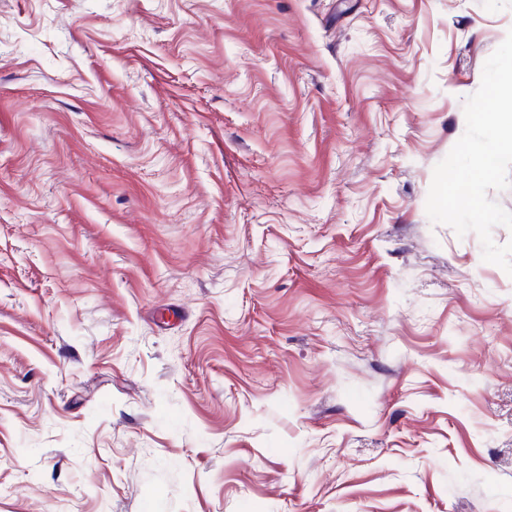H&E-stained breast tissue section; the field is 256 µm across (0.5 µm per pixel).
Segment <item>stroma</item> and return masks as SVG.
<instances>
[{"label":"stroma","mask_w":512,"mask_h":512,"mask_svg":"<svg viewBox=\"0 0 512 512\" xmlns=\"http://www.w3.org/2000/svg\"><path fill=\"white\" fill-rule=\"evenodd\" d=\"M512 0H0V512H512V276L433 223Z\"/></svg>","instance_id":"35a3bbf8"}]
</instances>
